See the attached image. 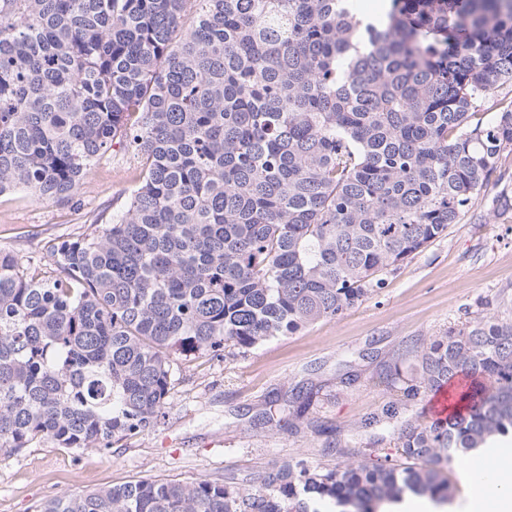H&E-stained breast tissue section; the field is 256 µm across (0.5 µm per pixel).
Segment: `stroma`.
I'll return each instance as SVG.
<instances>
[{"label":"stroma","mask_w":512,"mask_h":512,"mask_svg":"<svg viewBox=\"0 0 512 512\" xmlns=\"http://www.w3.org/2000/svg\"><path fill=\"white\" fill-rule=\"evenodd\" d=\"M143 161L132 148H113L93 167L80 209L35 200L17 190L0 195V249L47 262L52 239L92 232L125 207ZM504 179L488 190L446 235L406 260L378 295L333 319L274 337L244 353L175 356L165 418L151 432L105 451L76 452L41 441L0 456V512H35L57 495L144 479L195 482L225 474L250 478L304 459L329 465L326 440L349 448L379 438L393 451V428L359 432L357 423L403 395L388 368L407 345L460 324L467 314L512 315V157ZM307 386L315 396L301 424L288 402Z\"/></svg>","instance_id":"35a3bbf8"}]
</instances>
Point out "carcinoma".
<instances>
[{
  "instance_id": "obj_1",
  "label": "carcinoma",
  "mask_w": 512,
  "mask_h": 512,
  "mask_svg": "<svg viewBox=\"0 0 512 512\" xmlns=\"http://www.w3.org/2000/svg\"><path fill=\"white\" fill-rule=\"evenodd\" d=\"M116 143L143 159L122 212L43 266L0 250L1 454L149 432L174 355L334 318L441 237L512 155V0H0V194L70 203ZM404 360L409 402L464 386L444 418L363 419L394 424L393 453L37 512L446 505L452 454L512 437V320L478 313Z\"/></svg>"
}]
</instances>
